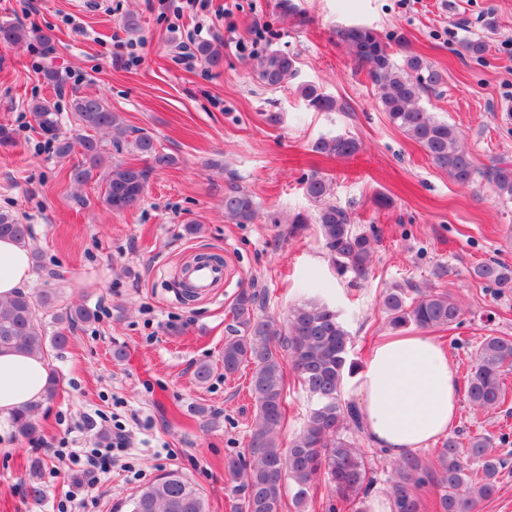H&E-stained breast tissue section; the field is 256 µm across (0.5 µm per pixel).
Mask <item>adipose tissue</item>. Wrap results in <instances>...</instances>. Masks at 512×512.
Masks as SVG:
<instances>
[{
    "label": "adipose tissue",
    "instance_id": "obj_1",
    "mask_svg": "<svg viewBox=\"0 0 512 512\" xmlns=\"http://www.w3.org/2000/svg\"><path fill=\"white\" fill-rule=\"evenodd\" d=\"M33 277L30 255L0 240V298ZM47 369L42 358L0 354V415L42 398ZM360 421L375 447L392 457L428 447L451 430L460 402L457 369L448 351L420 332L383 338L356 378Z\"/></svg>",
    "mask_w": 512,
    "mask_h": 512
}]
</instances>
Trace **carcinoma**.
Here are the masks:
<instances>
[{
    "label": "carcinoma",
    "instance_id": "cac0c4a2",
    "mask_svg": "<svg viewBox=\"0 0 512 512\" xmlns=\"http://www.w3.org/2000/svg\"><path fill=\"white\" fill-rule=\"evenodd\" d=\"M29 31L13 24H0V45L10 47L24 42ZM348 44L357 64L368 67L377 91L378 105L392 124L419 143L432 164L456 184L469 186L481 175L480 168L461 144L457 128L420 104L423 94L436 91L445 83L440 70L415 53L397 62L390 42H401L392 35L382 39L372 28L350 26L338 31ZM197 53L210 67L222 62L221 52L202 42ZM256 79L269 89L285 87L296 75V58L280 51H266L252 64ZM308 105L319 112L336 110V99L313 85L298 88ZM39 129L54 144L55 152L68 156L80 149L82 162L73 167L76 182L90 180L103 163L104 149L91 132L109 130L112 144L120 147L127 140V127L103 99L76 96L71 112L80 134L74 139L60 136L58 113L40 99L28 104ZM132 151L152 161L154 168L176 164L174 156L157 150L152 136L141 133L130 141ZM316 152L350 156L358 143L343 135L321 137ZM150 170L134 164H117L104 175V203L114 212L136 206L143 197ZM493 183L501 198L512 200V163L502 159L493 165ZM307 197L317 204L316 224L323 246L340 273L364 279L371 271L374 239L354 228L351 214L331 201L333 183L313 173L305 182ZM257 208L252 196L239 187L224 191V220L229 224H252ZM8 236L26 248L32 227L12 214L0 212V237ZM472 275L499 288H512V267L502 263H481ZM260 297L256 291L241 289L230 308L232 323L224 339L221 363L224 374L234 375L252 367L249 391L256 406V418L246 448L224 457V470L234 482L239 496L237 512H285L287 484H292L293 505L300 509L316 489L317 480L326 477L336 495L327 512H336V503L349 512H364L361 504L375 484L368 455L382 456V448L363 450L346 436L360 429L355 404L342 400L345 374L354 372L350 334L335 310L325 303L307 301L293 307L284 329L258 316ZM389 326L400 330L410 325L422 329H445L462 315L456 300L446 290L424 292L396 285L381 300ZM55 309L59 325L89 323L95 311L83 306L59 304L52 290L37 294L18 291L0 299V353L17 351L44 355L47 344L62 346L67 336L59 332L47 339L40 310ZM314 399L303 427L282 448L285 426L287 370ZM512 371V336L488 335L476 349L474 363L465 382L466 398L474 409L488 410L505 401V378ZM40 403L26 404L12 415L15 431L31 436L37 431L35 413ZM506 459L494 449L493 437L475 433L461 437L453 432L441 446L427 455L407 454L396 460L389 479L388 494L393 512H477L480 501L497 489L498 477ZM433 491L432 503L423 496ZM131 512H206V502L195 485L177 471H170L143 487L132 500Z\"/></svg>",
    "mask_w": 512,
    "mask_h": 512
}]
</instances>
